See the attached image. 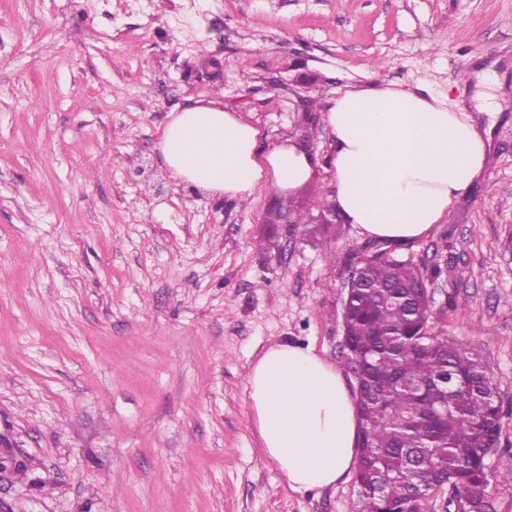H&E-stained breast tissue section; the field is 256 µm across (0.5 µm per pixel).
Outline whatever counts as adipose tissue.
I'll return each mask as SVG.
<instances>
[{"mask_svg": "<svg viewBox=\"0 0 512 512\" xmlns=\"http://www.w3.org/2000/svg\"><path fill=\"white\" fill-rule=\"evenodd\" d=\"M325 122L334 205L364 234L395 242L440 223L489 148L487 131L468 112L393 86L344 91ZM159 149L176 183L229 201L260 189L292 192L318 162L288 140L265 145L257 124L217 98L190 100L173 113ZM246 390L262 452L292 490H322L350 473L356 407L334 364L312 347L276 343L250 365Z\"/></svg>", "mask_w": 512, "mask_h": 512, "instance_id": "adipose-tissue-1", "label": "adipose tissue"}]
</instances>
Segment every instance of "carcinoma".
Returning a JSON list of instances; mask_svg holds the SVG:
<instances>
[{
  "label": "carcinoma",
  "instance_id": "carcinoma-1",
  "mask_svg": "<svg viewBox=\"0 0 512 512\" xmlns=\"http://www.w3.org/2000/svg\"><path fill=\"white\" fill-rule=\"evenodd\" d=\"M343 299V349L359 391L358 483L378 512H422L411 491L435 482L489 512L488 449L500 427L497 384L478 346L427 331L425 276L385 248H361Z\"/></svg>",
  "mask_w": 512,
  "mask_h": 512
}]
</instances>
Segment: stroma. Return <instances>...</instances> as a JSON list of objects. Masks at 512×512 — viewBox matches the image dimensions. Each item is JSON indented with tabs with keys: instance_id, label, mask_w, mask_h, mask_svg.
<instances>
[{
	"instance_id": "stroma-1",
	"label": "stroma",
	"mask_w": 512,
	"mask_h": 512,
	"mask_svg": "<svg viewBox=\"0 0 512 512\" xmlns=\"http://www.w3.org/2000/svg\"><path fill=\"white\" fill-rule=\"evenodd\" d=\"M490 71L491 81L477 75ZM460 102L491 145L440 224L390 247L427 274L430 333L478 343L500 390L489 469L512 464V0H0V432L26 474L9 512H364L354 476L296 492L245 390L268 346L342 363L350 258L270 222L274 191L222 201L128 173L170 113L220 94L267 143L306 142L341 91ZM324 165L290 199L330 208Z\"/></svg>"
}]
</instances>
